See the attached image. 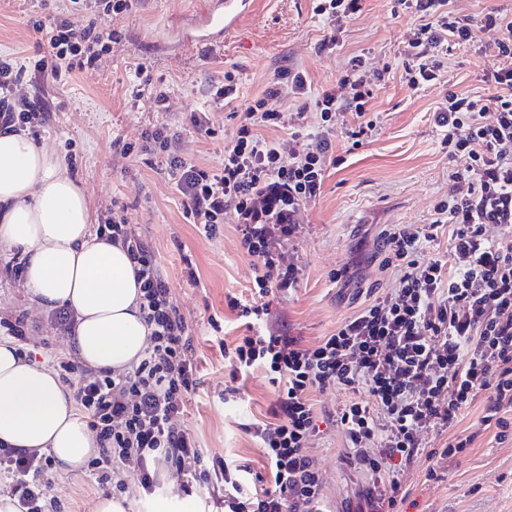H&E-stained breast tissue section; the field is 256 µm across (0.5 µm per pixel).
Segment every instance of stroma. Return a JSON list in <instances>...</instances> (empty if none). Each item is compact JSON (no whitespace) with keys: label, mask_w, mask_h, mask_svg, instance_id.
<instances>
[{"label":"stroma","mask_w":512,"mask_h":512,"mask_svg":"<svg viewBox=\"0 0 512 512\" xmlns=\"http://www.w3.org/2000/svg\"><path fill=\"white\" fill-rule=\"evenodd\" d=\"M214 2L138 0L132 11L113 16L112 27L121 38L94 72L64 86L27 78L19 90L41 91L48 101L51 114L30 137L59 156L75 153V164L65 170L85 186L93 224L105 221L113 200L127 205L129 222L150 247L170 283L175 306L194 332L202 384L188 399L181 425L197 436L206 457L257 469L263 464L262 451L244 425L251 418H265L273 388L258 369L236 398L225 399L235 364L219 350L221 340H233L240 333L234 319L224 316L225 297L247 291L255 275L254 261L241 252L233 221L218 225L210 237L186 223L163 156L148 161L139 154L125 156L121 145L141 143L145 130L167 125L177 132L178 146L189 159L218 169L225 144L236 134L238 113L247 111L276 70L305 68L313 91L319 92L336 87L352 56L366 54L372 69L390 66L391 78L374 91L372 105L379 123L372 136L354 149L345 127L332 133L335 153L344 162L328 168L321 196L302 212L297 246L301 284L296 293L272 303L292 334L313 343L393 287L389 272L375 258L380 231L387 224L430 223L436 205L448 197V170L454 162L442 149L432 113L445 90L483 92L482 76L498 61L480 51L492 33L474 29L472 47H455L448 55L447 85L411 91L400 78L401 41L418 19L394 14L393 0H363L342 46L328 53L317 50L325 24L314 18L312 0H251L249 15L224 45L207 48L186 42L192 16ZM62 13L76 22L87 18L74 10L71 0H0V54L11 53L26 62L41 40L28 27L29 17L49 24ZM227 70L238 79L239 96L224 109L209 111V84ZM139 71L148 75L153 87L167 90L168 111H151L145 100L133 103L130 82ZM203 109L209 112L214 137L197 132L188 121L190 112ZM185 253L196 266L200 286H190L183 277ZM10 259V253L0 252V318L24 317L25 351L34 364L43 367L48 356L70 355L65 336L33 303L23 278L4 274ZM213 318L220 320L219 329L211 328ZM481 412L478 402L464 410L457 429L477 433L478 438L465 458L449 465L444 481H426L428 462L423 458L402 473L415 502L407 512H512V440L501 443L493 430H482ZM309 451L323 478L330 512H355L373 478L356 463L340 428L324 426ZM166 472L173 486H160L150 498L126 468H115L111 482L123 485L128 512H153L163 498L170 499L171 512H224L223 491L203 488L189 495L175 468L167 467ZM49 477L61 512H92L100 491L86 472L54 467Z\"/></svg>","instance_id":"stroma-1"}]
</instances>
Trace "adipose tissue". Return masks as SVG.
I'll return each mask as SVG.
<instances>
[{"instance_id": "1", "label": "adipose tissue", "mask_w": 512, "mask_h": 512, "mask_svg": "<svg viewBox=\"0 0 512 512\" xmlns=\"http://www.w3.org/2000/svg\"><path fill=\"white\" fill-rule=\"evenodd\" d=\"M91 220L85 187L53 151L0 133V250L20 252L37 306L74 311L67 343L77 359L122 372L139 363L150 330L126 252L94 234ZM0 446L48 452L71 473L99 451L69 388L8 341H0Z\"/></svg>"}]
</instances>
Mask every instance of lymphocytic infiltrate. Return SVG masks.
<instances>
[{"label": "lymphocytic infiltrate", "instance_id": "1", "mask_svg": "<svg viewBox=\"0 0 512 512\" xmlns=\"http://www.w3.org/2000/svg\"><path fill=\"white\" fill-rule=\"evenodd\" d=\"M74 2L87 13L85 24L64 16L49 24L29 18L46 51L25 66L0 56L1 130L44 124L45 98L17 92L27 72L65 84L95 70L119 39L113 15L131 10L136 0ZM394 3L420 20L403 39L410 90L442 81L449 46L470 45L473 27L495 32L490 50L499 60L482 77L486 95L449 90L433 112L449 158H464L465 165L449 172L448 198L437 205L434 223L389 224L381 231L382 267L397 287L312 344L292 336L266 301L296 290L301 268L284 250L297 241L301 208L320 197L328 167L340 163L331 133L336 124L347 125L356 146L372 135L378 116L370 102L389 67L371 71L365 56H354L336 88L316 95L303 68L281 70L241 115L217 170L185 158L169 127L145 130L152 152L166 159L187 223L210 235L232 218L240 248L256 260L251 299L225 298L245 332L220 350L235 360L237 376L266 369L275 390L269 420L245 426L267 467L245 475L222 460L205 466L196 438L176 426L198 387L192 330L150 248L129 224L126 205L116 201L98 230L133 263L150 346L138 365L119 373L62 356L48 360L63 382H75L74 399L97 432L100 450L87 470L101 491H108L109 473L120 465L153 495L158 467L166 464L183 475L185 489L223 484L224 512H327L309 443L320 433L312 395L331 388L350 392L336 425L358 463L376 477L357 512H404L409 492L400 474L419 457L429 462L426 480L443 481L441 461L466 454L477 439L454 433L463 407L475 399L483 401V429L494 430L501 443L512 435V18L492 5L472 15L452 0ZM360 9V0H313V14L327 23L321 50L342 46ZM269 130L277 138H266ZM490 224L501 228L498 238L488 236ZM442 225L448 228L445 254L425 258ZM430 428L449 432L444 446L423 448L421 435ZM50 467L48 454L0 448V475L20 512H54Z\"/></svg>", "mask_w": 512, "mask_h": 512}]
</instances>
